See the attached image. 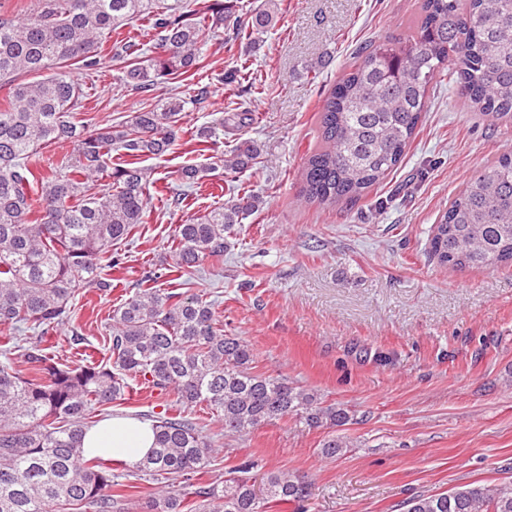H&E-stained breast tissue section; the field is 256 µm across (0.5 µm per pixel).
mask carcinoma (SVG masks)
Here are the masks:
<instances>
[{"label":"carcinoma","mask_w":512,"mask_h":512,"mask_svg":"<svg viewBox=\"0 0 512 512\" xmlns=\"http://www.w3.org/2000/svg\"><path fill=\"white\" fill-rule=\"evenodd\" d=\"M277 0H264L251 30L271 27ZM145 21L158 51L126 61L125 85L148 92L170 77L208 66L216 29L228 22L220 3L189 8L188 0H40L36 13L19 20L0 14V512H73L90 507L112 512L123 496L122 475L82 448L85 430L110 405L143 382L176 407L205 406L227 437H244L290 414L311 428L350 421L341 405L293 386L279 374L257 373L247 343L224 333L215 301L206 293H175L156 286L161 268L144 273L137 291L112 310L107 362L62 364L38 345L24 349L22 364L10 358L21 327L38 337L73 317V301L93 284L112 282L104 268L124 264L121 245L143 223L148 175L138 166L161 156L177 140L185 106L202 103L208 87L189 100L144 107L115 126L76 120L82 89L64 69L91 70L107 50L136 47L121 29ZM446 71L459 82L468 107L495 126L512 127V0H420L414 35L388 37L359 48L320 110V144L301 172V194L332 207L355 202L381 184L405 155L421 122L427 93ZM35 74L32 81L17 80ZM73 151L39 168L36 157L52 144ZM123 162L112 165V153ZM258 158L245 144L222 159L240 173ZM211 168L187 164L178 178L193 182ZM108 180L103 192L87 179ZM262 204L250 195L180 224L172 249L176 270L196 271L221 257L240 218ZM428 256L441 266L512 267V155H503L468 182L434 226ZM155 443L134 469L164 484L151 512H267L271 502L309 496L308 484L288 471L270 472L261 491L241 473L206 485L196 477L218 454L207 425L180 413L141 414ZM348 447L331 434L320 454L333 458ZM407 512H512V484H467L450 492L419 495Z\"/></svg>","instance_id":"carcinoma-1"}]
</instances>
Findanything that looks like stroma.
Wrapping results in <instances>:
<instances>
[{
  "instance_id": "obj_1",
  "label": "stroma",
  "mask_w": 512,
  "mask_h": 512,
  "mask_svg": "<svg viewBox=\"0 0 512 512\" xmlns=\"http://www.w3.org/2000/svg\"><path fill=\"white\" fill-rule=\"evenodd\" d=\"M418 14V0H279L274 26L256 42L219 28L199 77L141 93L109 58L69 71L84 92L80 118L101 126L188 97L198 82L210 93L188 107L173 149L141 161L150 200L111 293L84 289L46 346L63 363L102 359L113 307L145 271L172 265L177 225L225 204L235 188L259 196L260 208L237 225L223 258L190 279L171 274L164 287L213 292L225 333L252 348L256 372L287 376L351 416L341 429L349 446L336 458L319 453L326 429L288 416L223 437L202 481L252 459V477L277 469L304 477L307 512H406L420 494L512 482V268L443 267L426 251L464 184L512 154V129L469 111L459 85L441 77L382 184L333 207L299 199L301 170L319 143L318 112L351 54L369 40L411 35ZM242 112L251 121L239 123ZM220 118L215 137H198ZM246 141L259 156L242 173L219 167L193 185L178 179L183 164H211ZM169 404L137 384L110 412L129 417Z\"/></svg>"
}]
</instances>
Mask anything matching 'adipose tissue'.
<instances>
[{"instance_id": "adipose-tissue-1", "label": "adipose tissue", "mask_w": 512, "mask_h": 512, "mask_svg": "<svg viewBox=\"0 0 512 512\" xmlns=\"http://www.w3.org/2000/svg\"><path fill=\"white\" fill-rule=\"evenodd\" d=\"M154 433L149 423L131 418L105 420L89 428L82 440L86 455L139 463L152 449Z\"/></svg>"}]
</instances>
